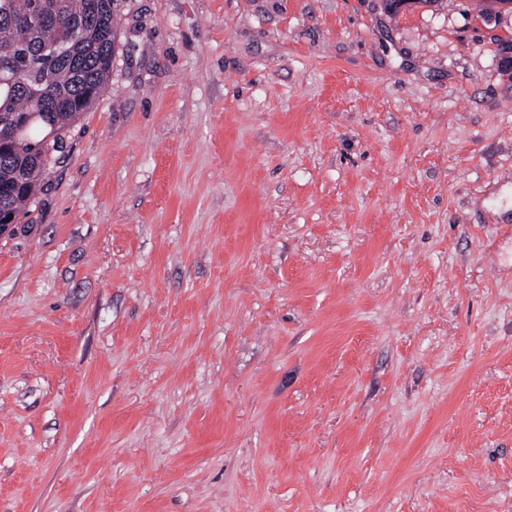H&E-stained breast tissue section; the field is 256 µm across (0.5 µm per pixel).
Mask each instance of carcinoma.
<instances>
[{"instance_id":"obj_1","label":"carcinoma","mask_w":512,"mask_h":512,"mask_svg":"<svg viewBox=\"0 0 512 512\" xmlns=\"http://www.w3.org/2000/svg\"><path fill=\"white\" fill-rule=\"evenodd\" d=\"M118 0H0V211L20 215L109 88Z\"/></svg>"}]
</instances>
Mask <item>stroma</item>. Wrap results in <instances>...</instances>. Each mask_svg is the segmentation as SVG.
<instances>
[{
	"instance_id": "stroma-1",
	"label": "stroma",
	"mask_w": 512,
	"mask_h": 512,
	"mask_svg": "<svg viewBox=\"0 0 512 512\" xmlns=\"http://www.w3.org/2000/svg\"><path fill=\"white\" fill-rule=\"evenodd\" d=\"M123 0L0 235V512H512V9Z\"/></svg>"
}]
</instances>
